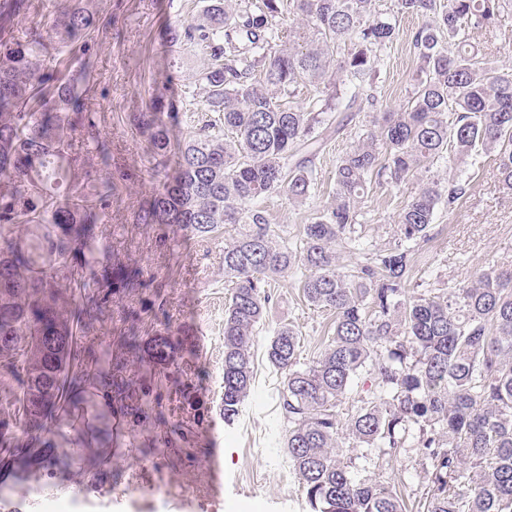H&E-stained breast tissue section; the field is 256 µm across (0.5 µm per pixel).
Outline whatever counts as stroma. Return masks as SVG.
Segmentation results:
<instances>
[{
	"label": "stroma",
	"mask_w": 512,
	"mask_h": 512,
	"mask_svg": "<svg viewBox=\"0 0 512 512\" xmlns=\"http://www.w3.org/2000/svg\"><path fill=\"white\" fill-rule=\"evenodd\" d=\"M100 19L92 53L95 85L89 106L96 112L100 136L112 151V165H93L80 139L72 141L78 176H111L116 187L101 224L98 240L111 258L138 271L141 288L120 294L112 313L98 324L85 346H104L119 323L123 309L138 311L145 340L172 337L180 345L167 368L169 399L163 405L169 419L181 416L173 393L189 387L197 406L199 435H211L221 450L224 486L213 491L208 458L183 445L164 447L157 431H126L122 447L112 442V409L96 393L81 402L83 415L98 438L95 451L102 464L88 474L85 453L68 427L51 437V466L30 471L25 480L0 471V512H310L305 493L288 464L285 425L277 408L282 377L268 362L266 346L275 327L293 325L300 337V363L315 359L334 315L310 306L294 275L271 281V301L255 337L254 382L239 416L225 423L224 311L232 284L224 276V244L233 228L201 238L159 224H139L138 211L158 192L165 171L154 157L148 136L139 127L140 114L160 108L170 142L179 145L220 115L203 105V70L209 56L192 45L169 43L170 28L190 24L201 9L199 0H93ZM422 21L405 18L399 35L381 52L374 93L379 109L399 108L408 101L419 61L410 37ZM479 41L496 69H512V11L500 17L493 32ZM364 117L354 118L332 135L314 160L315 185L310 199L289 200L273 192L261 200L271 223L284 235L296 234L316 211L334 203V172L351 147ZM468 187L454 208L439 207L428 241L416 255L411 291L456 288L476 271L512 265V191L502 189L491 157L484 156L463 174ZM424 178L416 176L393 186L372 181L360 205L364 226L360 249L343 252L340 262L353 266L362 251L384 245L394 234L402 208L418 192ZM163 289L164 308L154 292ZM395 484L407 512H424L427 477L415 452L383 466Z\"/></svg>",
	"instance_id": "stroma-1"
}]
</instances>
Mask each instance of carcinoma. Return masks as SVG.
I'll list each match as a JSON object with an SVG mask.
<instances>
[{"mask_svg":"<svg viewBox=\"0 0 512 512\" xmlns=\"http://www.w3.org/2000/svg\"><path fill=\"white\" fill-rule=\"evenodd\" d=\"M205 2L170 37L210 50L204 106L222 113L232 138L206 125L183 143L137 223L199 236L223 225L237 230L224 246V276L233 283L224 316V420L239 415L253 384L270 280L300 269L303 297L335 314L333 332L302 365L296 330L281 325L267 358L284 374L285 448L311 512H404L390 482L360 474L345 458V443L378 460L416 451L428 477L426 512H512V266L483 269L447 293L407 288L436 209L460 199L466 183L456 174L446 186L427 181L399 214L394 240L352 268L339 262L360 238L358 204L375 176L398 185L447 151L459 167L481 152L494 157L499 184L512 190V71L489 74L470 42L512 0H397L391 19L378 15L376 0H288V44L278 48L281 0H263L257 10L250 0ZM29 9L30 0H0V378L21 388L14 421L0 419V466L18 472L49 467L45 435L63 423L91 448L94 436L71 409L91 389L118 418L115 437L128 426L161 427L168 442L185 438L184 422H169L161 410L160 365L177 350L170 338L152 340V361L136 378L129 372L143 343L136 311L122 318L115 342L93 353L82 345L112 312L113 295L141 282L118 264L113 277L86 280L107 256L92 225L115 185L106 177L69 187L73 135L84 136L98 166L112 165L87 103L97 18L83 0H62L47 43L15 24ZM406 16L428 19L411 39L420 66L409 101L373 117L337 162L334 206L301 225L295 241L281 237L255 202L280 189L294 202L310 197L321 141L351 113L375 107L380 52ZM346 41L347 55L335 59ZM69 59L79 70L65 80ZM306 82L317 92L312 106L280 104V94ZM334 111L348 116L335 120ZM142 123L154 128V153L166 159L170 138L157 114ZM20 217L43 229L41 241L15 236ZM364 373L376 390L342 422L348 390ZM17 421L27 428L23 438L13 432Z\"/></svg>","mask_w":512,"mask_h":512,"instance_id":"carcinoma-1","label":"carcinoma"}]
</instances>
